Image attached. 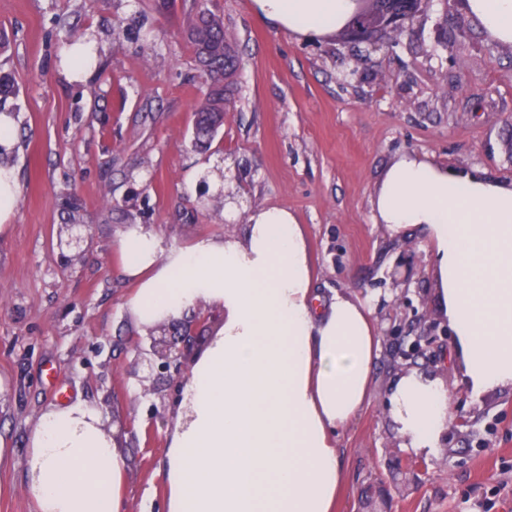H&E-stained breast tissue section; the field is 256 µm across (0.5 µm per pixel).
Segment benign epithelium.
<instances>
[{
  "label": "benign epithelium",
  "mask_w": 512,
  "mask_h": 512,
  "mask_svg": "<svg viewBox=\"0 0 512 512\" xmlns=\"http://www.w3.org/2000/svg\"><path fill=\"white\" fill-rule=\"evenodd\" d=\"M357 11L354 21L345 30V37L358 42H371L375 32L382 29H391L401 32L409 26L423 12V8L430 0H355ZM190 342V337L180 336L168 338L166 336L150 337V355L148 365L160 361L163 369L174 368L176 372L183 369V345Z\"/></svg>",
  "instance_id": "benign-epithelium-1"
}]
</instances>
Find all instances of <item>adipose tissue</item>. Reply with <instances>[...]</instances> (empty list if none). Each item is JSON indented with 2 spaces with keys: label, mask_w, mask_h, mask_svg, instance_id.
I'll use <instances>...</instances> for the list:
<instances>
[{
  "label": "adipose tissue",
  "mask_w": 512,
  "mask_h": 512,
  "mask_svg": "<svg viewBox=\"0 0 512 512\" xmlns=\"http://www.w3.org/2000/svg\"><path fill=\"white\" fill-rule=\"evenodd\" d=\"M253 4L303 36L336 31L354 9L352 0ZM458 10L512 46V0H458ZM14 123L0 113V233L19 199L7 158ZM375 208L392 231H426L438 311L465 378L477 390L512 386V181L404 156L386 170ZM115 249L136 285L126 307L141 326L181 319L202 303L224 310L172 427L167 512H334L343 483L338 437L370 399L379 341L366 304L344 290L316 292L293 213L260 208L243 234L186 246L131 224ZM388 405L411 447L436 450L449 416L441 379L406 372ZM126 469L97 410L52 408L31 434L27 492L34 512H123Z\"/></svg>",
  "instance_id": "obj_1"
}]
</instances>
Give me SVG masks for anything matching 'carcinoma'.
I'll return each instance as SVG.
<instances>
[{
  "label": "carcinoma",
  "instance_id": "obj_1",
  "mask_svg": "<svg viewBox=\"0 0 512 512\" xmlns=\"http://www.w3.org/2000/svg\"><path fill=\"white\" fill-rule=\"evenodd\" d=\"M188 37L195 46L200 66L210 74L208 94L196 106L193 123L196 143L207 145L222 125L221 112L228 101L220 82L225 79L227 86H232L239 56L236 53L232 55V67L229 72H224V22L205 6L204 0H197L195 4L189 19Z\"/></svg>",
  "mask_w": 512,
  "mask_h": 512
}]
</instances>
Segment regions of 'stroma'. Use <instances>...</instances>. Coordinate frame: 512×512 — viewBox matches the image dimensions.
<instances>
[{
	"label": "stroma",
	"mask_w": 512,
	"mask_h": 512,
	"mask_svg": "<svg viewBox=\"0 0 512 512\" xmlns=\"http://www.w3.org/2000/svg\"><path fill=\"white\" fill-rule=\"evenodd\" d=\"M192 0H0L11 40L0 75L15 81L0 113L16 119L20 198L0 235V512H32L29 437L48 408L76 402L106 429L131 418L125 512H166L170 431L185 375L154 369L128 345L141 329L114 246L130 224L169 245L242 233L249 213L292 212L321 292L366 301L380 337L372 400L339 438L345 475L337 512H512V389L474 392L436 308L425 233L393 232L373 201L405 155L460 172L512 179V47L461 20L455 0H430L404 32L381 31L379 50L340 34L296 36L258 17L252 0H210L242 57L224 123L196 147L192 113L208 83L187 37ZM92 37L90 74L68 79L70 33ZM198 171L195 188L186 178ZM83 242L59 244L63 224ZM413 265L408 286L390 273ZM437 324L415 361L403 337ZM224 325L198 306L154 335L189 333L193 365ZM441 378L450 411L425 471L390 418L389 383L410 369Z\"/></svg>",
	"instance_id": "35a3bbf8"
}]
</instances>
